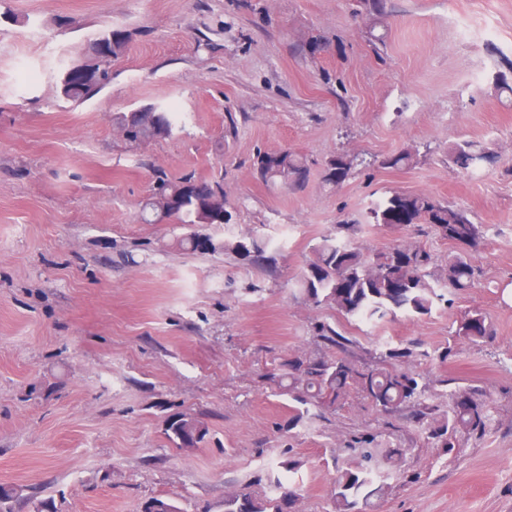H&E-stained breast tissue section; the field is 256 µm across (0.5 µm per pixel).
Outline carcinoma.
I'll return each mask as SVG.
<instances>
[{
  "instance_id": "carcinoma-1",
  "label": "carcinoma",
  "mask_w": 512,
  "mask_h": 512,
  "mask_svg": "<svg viewBox=\"0 0 512 512\" xmlns=\"http://www.w3.org/2000/svg\"><path fill=\"white\" fill-rule=\"evenodd\" d=\"M112 34L111 57L96 58L91 50L97 42L93 38L86 46L84 72L64 80L65 89L59 97L73 105H81L100 94L112 83V64L124 56L130 34L117 29ZM177 113L157 106H140L117 117V122L129 125L126 141L132 147L140 140L168 136L177 122ZM452 163L467 172L494 161L488 148L472 142L454 144L449 150ZM415 162L414 154L404 151L382 161L387 168L401 169ZM254 166L265 181L279 182L291 187L300 186L307 177L305 159L292 150L277 153H259ZM351 163L341 156L329 160L327 180L336 182L337 176H347ZM184 178L171 179L158 170L154 176V192L145 203L154 217L151 222L161 224L171 218L189 224L195 230L178 241V246L195 250V236L205 233L213 224L232 228V213L224 200V186L220 179L202 180L201 194L177 206L172 199L179 196ZM369 223L394 228L404 224H427L449 242L476 249L484 239L482 225L472 221L470 214L457 206L426 193H414L400 205V193L372 204L366 213ZM212 253H233L242 260L258 265H272L276 257L270 253L269 242L261 236L247 239L235 237L213 238ZM313 259L301 272L299 286L307 299L316 304H327L347 318L360 322L380 323L399 314L412 317L429 315L437 301L445 294L438 287L456 291L471 287L475 268L468 254H448V263L439 271L428 269L429 255L416 248L410 264L394 263L391 252L373 253L338 236H324L312 248ZM317 335L336 350V356L290 358L282 364V372L274 384L278 393L288 397L290 417L288 429L304 424L311 416L334 412L352 390H357L386 414H395L404 408H416L418 422L427 426L431 438L446 448L454 447L453 437L459 433L483 435L491 421L490 407L483 399V391L476 387L441 389L437 396L448 402V412L440 422L432 424L428 418L434 408L425 404V395L432 386L420 374L405 365L420 353L411 347H389L370 356L362 363L350 356L353 340L330 324L318 327ZM491 335V326L480 312H469L461 319L452 338L477 342ZM208 428L197 417L184 414L169 421L168 440L177 448L190 450L204 442ZM399 449L386 451L374 447V438L359 441L353 465L338 472L332 494L333 512H367L373 501L385 493L379 469L383 462L392 461ZM272 482L280 490L275 497H256L249 493L231 492L224 496V512H294L300 493L296 483L282 482L273 473ZM142 512H182L171 499L153 498Z\"/></svg>"
}]
</instances>
